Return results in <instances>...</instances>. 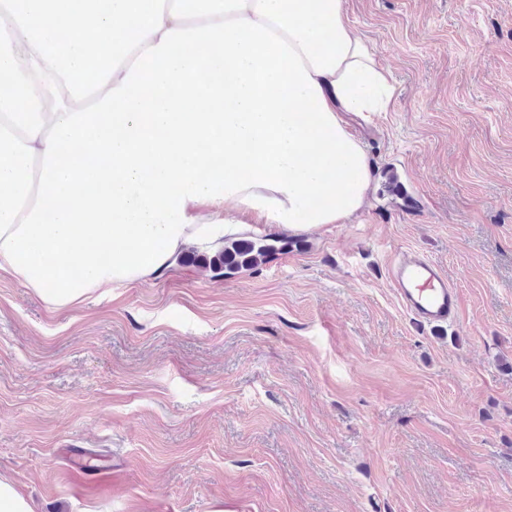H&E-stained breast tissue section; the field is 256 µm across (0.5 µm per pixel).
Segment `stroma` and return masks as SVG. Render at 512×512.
Wrapping results in <instances>:
<instances>
[{
  "instance_id": "35a3bbf8",
  "label": "stroma",
  "mask_w": 512,
  "mask_h": 512,
  "mask_svg": "<svg viewBox=\"0 0 512 512\" xmlns=\"http://www.w3.org/2000/svg\"><path fill=\"white\" fill-rule=\"evenodd\" d=\"M346 7L397 88L355 223L59 310L0 279V475L35 512H512V0ZM407 250L457 324L402 307ZM389 278L402 306L420 321L439 324L457 320L458 291L428 256L416 251L399 254L390 263Z\"/></svg>"
}]
</instances>
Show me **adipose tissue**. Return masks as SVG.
<instances>
[{
    "mask_svg": "<svg viewBox=\"0 0 512 512\" xmlns=\"http://www.w3.org/2000/svg\"><path fill=\"white\" fill-rule=\"evenodd\" d=\"M394 79L345 0H0V277L50 307L346 224Z\"/></svg>",
    "mask_w": 512,
    "mask_h": 512,
    "instance_id": "obj_1",
    "label": "adipose tissue"
}]
</instances>
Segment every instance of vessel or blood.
<instances>
[{
	"instance_id": "1",
	"label": "vessel or blood",
	"mask_w": 512,
	"mask_h": 512,
	"mask_svg": "<svg viewBox=\"0 0 512 512\" xmlns=\"http://www.w3.org/2000/svg\"><path fill=\"white\" fill-rule=\"evenodd\" d=\"M389 278L402 306L420 321L439 324L457 320L458 291L428 256L416 251L399 254L389 266Z\"/></svg>"
}]
</instances>
